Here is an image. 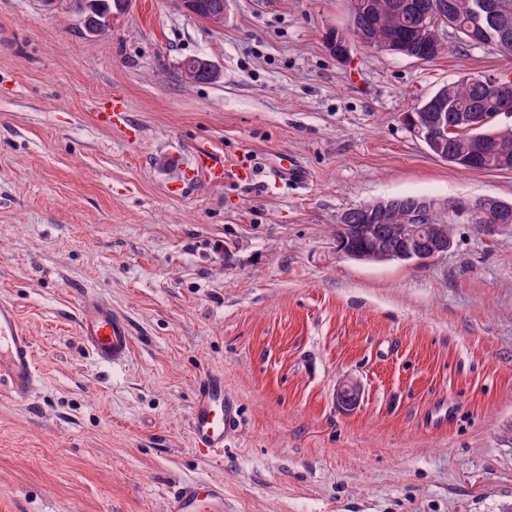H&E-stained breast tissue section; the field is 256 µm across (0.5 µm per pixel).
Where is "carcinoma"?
Instances as JSON below:
<instances>
[{
	"mask_svg": "<svg viewBox=\"0 0 512 512\" xmlns=\"http://www.w3.org/2000/svg\"><path fill=\"white\" fill-rule=\"evenodd\" d=\"M129 0H92L81 11L84 31L100 33L112 28V22L121 17ZM435 0H358V6L349 8V19L344 33L359 45L379 50V46L391 41L398 44L396 54L412 56L432 62L457 47L491 49L503 56H512V0H494L499 10L506 14L497 28L476 24L474 10L478 0H448V12L455 22L453 33L441 41L438 47L422 40L420 33L431 20ZM196 15L205 19L224 16V0H195ZM192 72V82L216 81L207 59H186ZM442 109L448 113V129L440 130L443 148L457 153H467L476 142L482 147L480 162L451 166L465 171L498 172L512 171V128L504 129L493 123L491 117L506 105L512 107V80L503 73L495 78L473 74L457 82L444 85L435 91ZM474 114L488 118L482 125L472 128L458 116ZM419 198L400 196L395 209L389 215L376 216V230L372 236L386 239L387 229L394 223L405 221L409 212L417 208ZM336 243L348 251L361 253L367 246L363 236L351 235L341 226L336 228Z\"/></svg>",
	"mask_w": 512,
	"mask_h": 512,
	"instance_id": "obj_1",
	"label": "carcinoma"
}]
</instances>
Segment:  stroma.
<instances>
[{
	"instance_id": "obj_1",
	"label": "stroma",
	"mask_w": 512,
	"mask_h": 512,
	"mask_svg": "<svg viewBox=\"0 0 512 512\" xmlns=\"http://www.w3.org/2000/svg\"><path fill=\"white\" fill-rule=\"evenodd\" d=\"M348 16V0H227L217 25L130 0L88 36L76 0H0V301L44 377L25 402L0 387V512H169L207 480L224 512L512 507V228L442 215L453 246L423 265L341 259L335 237L383 197L512 201V172H461L403 121L512 57L341 59L325 36ZM193 56L219 79L184 80ZM114 93L137 141L95 120ZM201 141L306 180L183 182L167 154L191 162ZM87 291L127 315L125 365L80 343ZM211 373L240 413L218 458L189 431Z\"/></svg>"
}]
</instances>
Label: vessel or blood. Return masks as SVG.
<instances>
[{
  "instance_id": "vessel-or-blood-1",
  "label": "vessel or blood",
  "mask_w": 512,
  "mask_h": 512,
  "mask_svg": "<svg viewBox=\"0 0 512 512\" xmlns=\"http://www.w3.org/2000/svg\"><path fill=\"white\" fill-rule=\"evenodd\" d=\"M125 118V99L118 95L96 115L97 122L104 126ZM254 168L253 160L246 155L234 164H226L212 143L201 142L194 149L190 177L220 187L232 178L250 179ZM77 332L83 346L98 362L121 365L134 352L126 316L95 294H84L79 301ZM0 383L6 385L10 395L18 401L30 399L41 384L32 342L21 324L17 308L6 301H0ZM238 423V406L225 394L223 378L206 377L196 390L190 417V431L197 448L222 453L225 437ZM171 512H224L223 483L210 481L185 486L173 501Z\"/></svg>"
}]
</instances>
